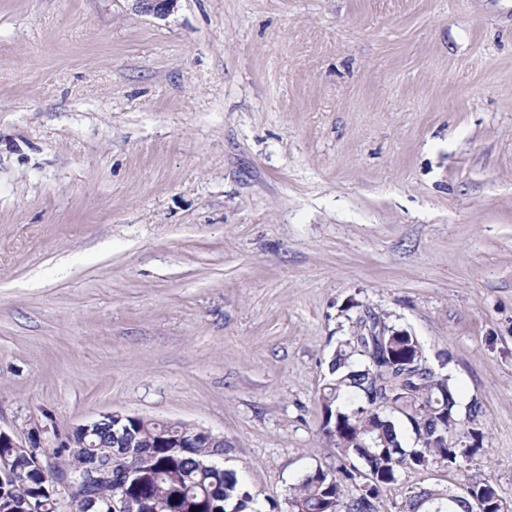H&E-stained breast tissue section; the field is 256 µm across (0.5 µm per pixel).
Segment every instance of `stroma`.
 <instances>
[{"label": "stroma", "instance_id": "stroma-1", "mask_svg": "<svg viewBox=\"0 0 512 512\" xmlns=\"http://www.w3.org/2000/svg\"><path fill=\"white\" fill-rule=\"evenodd\" d=\"M351 297L481 402L512 507V0H0V428L201 427L287 512Z\"/></svg>", "mask_w": 512, "mask_h": 512}]
</instances>
